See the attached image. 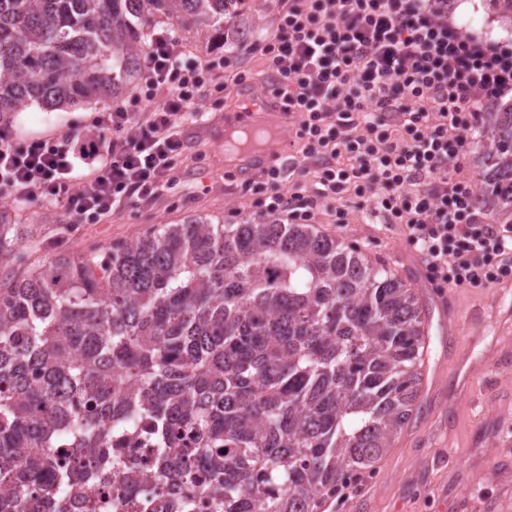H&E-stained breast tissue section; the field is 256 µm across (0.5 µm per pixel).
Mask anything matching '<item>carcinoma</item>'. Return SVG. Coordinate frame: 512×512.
Masks as SVG:
<instances>
[{
  "instance_id": "1",
  "label": "carcinoma",
  "mask_w": 512,
  "mask_h": 512,
  "mask_svg": "<svg viewBox=\"0 0 512 512\" xmlns=\"http://www.w3.org/2000/svg\"><path fill=\"white\" fill-rule=\"evenodd\" d=\"M244 2L0 0V119L115 102L155 33L187 19L222 40ZM480 125L481 202L512 224V100ZM12 228L0 263L18 260ZM427 339L409 284L273 216L54 256L0 279V512H120L145 467L198 489L184 512H315L411 420ZM135 433L146 456L113 454Z\"/></svg>"
}]
</instances>
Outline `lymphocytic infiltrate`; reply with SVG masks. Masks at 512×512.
Instances as JSON below:
<instances>
[{"instance_id":"1","label":"lymphocytic infiltrate","mask_w":512,"mask_h":512,"mask_svg":"<svg viewBox=\"0 0 512 512\" xmlns=\"http://www.w3.org/2000/svg\"><path fill=\"white\" fill-rule=\"evenodd\" d=\"M271 30L245 46L259 55L273 95L302 117L304 161L320 167L310 195L288 192L280 166L247 188L261 212L290 224L352 191L402 225L430 280L482 288L512 275V225L487 221L468 173L472 133L485 104L512 93V46L466 34L448 0H263ZM230 57L189 59L170 32L146 50L141 82L97 113L82 138L18 136L0 123V197L49 203L68 223L97 224L154 201L184 153L181 127L201 121L202 91ZM347 165H340V158ZM89 165L79 177V165Z\"/></svg>"}]
</instances>
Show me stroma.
Listing matches in <instances>:
<instances>
[{"instance_id":"obj_1","label":"stroma","mask_w":512,"mask_h":512,"mask_svg":"<svg viewBox=\"0 0 512 512\" xmlns=\"http://www.w3.org/2000/svg\"><path fill=\"white\" fill-rule=\"evenodd\" d=\"M448 15L469 34L512 42V27L497 18L489 0H449ZM232 98L214 105L202 96L207 123L182 126L185 145L178 184L164 198L112 214L99 224L65 228L59 210L39 204L27 208L5 203L0 215L23 225L22 261L9 267L22 275L58 252L72 254L96 245L130 241L155 224H182L192 217L238 224L255 217L245 183L230 177L224 165V111ZM101 107L47 112L33 106L10 121L23 138L84 131ZM297 122L282 128L288 146L281 164L284 184L309 194L315 174L300 175L301 143ZM345 210L337 223V210ZM312 224L407 281H415L420 258L400 225L371 207L356 208L348 198L315 211ZM452 302L438 303L435 289L418 288L427 316L428 352L418 411L392 448L362 476L349 498H324L321 512H512V275L486 288H454Z\"/></svg>"}]
</instances>
